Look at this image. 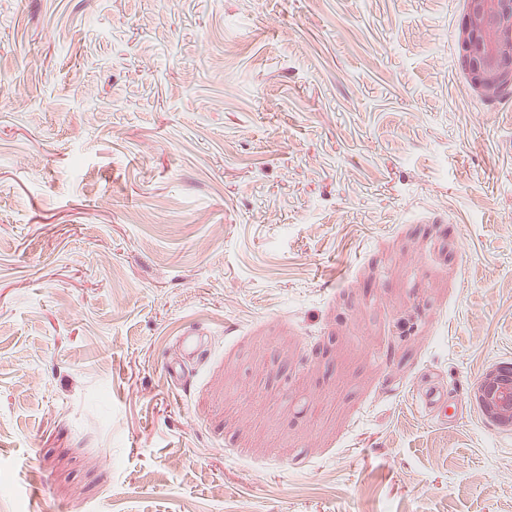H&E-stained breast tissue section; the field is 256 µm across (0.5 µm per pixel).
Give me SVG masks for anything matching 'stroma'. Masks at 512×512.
I'll return each mask as SVG.
<instances>
[{"label": "stroma", "instance_id": "1", "mask_svg": "<svg viewBox=\"0 0 512 512\" xmlns=\"http://www.w3.org/2000/svg\"><path fill=\"white\" fill-rule=\"evenodd\" d=\"M465 8L0 0V512H512ZM482 413L499 427L512 429V372L500 366L488 368L474 388Z\"/></svg>", "mask_w": 512, "mask_h": 512}]
</instances>
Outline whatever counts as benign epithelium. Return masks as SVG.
I'll use <instances>...</instances> for the list:
<instances>
[{
  "mask_svg": "<svg viewBox=\"0 0 512 512\" xmlns=\"http://www.w3.org/2000/svg\"><path fill=\"white\" fill-rule=\"evenodd\" d=\"M457 44L460 65L474 91L487 100L512 91V0H466ZM474 398L490 421L512 429V371L488 368Z\"/></svg>",
  "mask_w": 512,
  "mask_h": 512,
  "instance_id": "benign-epithelium-1",
  "label": "benign epithelium"
}]
</instances>
